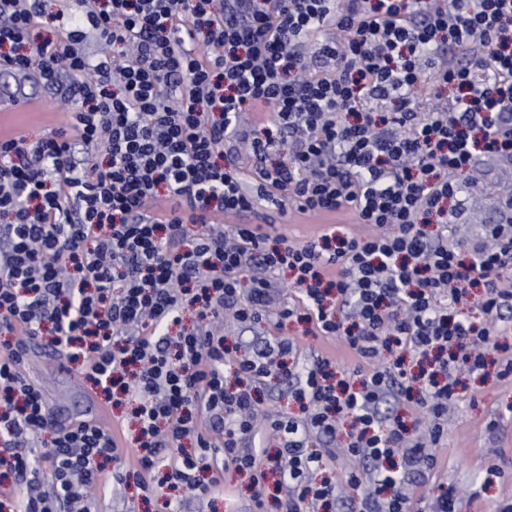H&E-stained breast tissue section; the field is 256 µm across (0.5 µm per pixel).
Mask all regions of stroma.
Segmentation results:
<instances>
[{
	"label": "stroma",
	"instance_id": "35a3bbf8",
	"mask_svg": "<svg viewBox=\"0 0 512 512\" xmlns=\"http://www.w3.org/2000/svg\"><path fill=\"white\" fill-rule=\"evenodd\" d=\"M20 98L22 107L0 113V136H27L37 141L58 131H69L70 105L59 101L53 92L35 78L16 75L0 76V94ZM475 168L480 174L473 193L476 203L470 205L460 228L471 236L484 224L497 223L499 214L492 201L512 189V162L493 157H479ZM346 225L359 231L354 216H304L287 210L277 216L276 225L288 240L306 241L323 225ZM226 335L240 341V354H249L265 343L282 336L294 338L296 356L304 361L323 355L335 359L343 368L357 365V358L339 339L314 335L303 322L288 321L283 326L260 324L252 328L227 325ZM27 371L44 392L59 423L88 413L92 405L75 366L67 365L61 351L38 338L28 352ZM467 389L448 413L447 438L436 455L441 463L438 474L406 486L411 501L429 500L442 493L452 494L459 502V512H493L499 501L512 500V382L503 383L495 376L470 379ZM495 429H488L489 421ZM95 512H155L153 499L145 497L135 485L113 491L111 478H103L92 490ZM181 512H256L248 479L235 470L224 475V494L212 500L184 496Z\"/></svg>",
	"mask_w": 512,
	"mask_h": 512
}]
</instances>
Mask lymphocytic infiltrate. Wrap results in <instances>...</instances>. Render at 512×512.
Listing matches in <instances>:
<instances>
[{
    "mask_svg": "<svg viewBox=\"0 0 512 512\" xmlns=\"http://www.w3.org/2000/svg\"><path fill=\"white\" fill-rule=\"evenodd\" d=\"M44 2L0 0V67L37 66L75 106L72 134L0 140V500L92 512L108 469L178 512L232 469L257 506L314 512L340 491L313 480L311 443L339 437L360 462L350 512H412L404 486L439 467L460 373L512 324V196L452 237L475 160L512 161V0H73L55 42L33 35ZM289 206L367 230L213 226ZM286 271L298 302L279 297ZM272 316L339 338L360 368L301 363L287 337L229 344L225 319ZM44 331L90 392L135 401V439L48 418L21 371V335ZM273 377L299 412L270 418L271 454L253 444Z\"/></svg>",
    "mask_w": 512,
    "mask_h": 512,
    "instance_id": "lymphocytic-infiltrate-1",
    "label": "lymphocytic infiltrate"
}]
</instances>
